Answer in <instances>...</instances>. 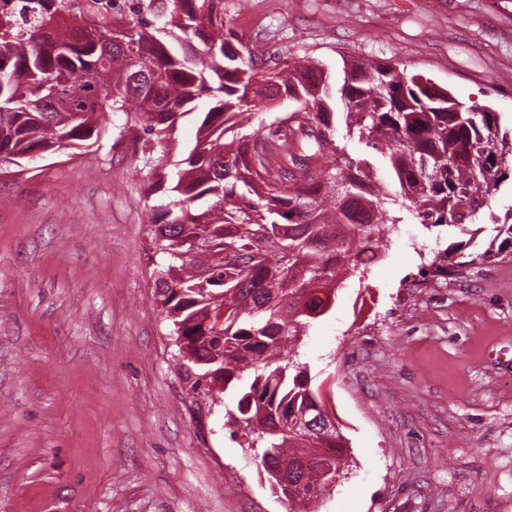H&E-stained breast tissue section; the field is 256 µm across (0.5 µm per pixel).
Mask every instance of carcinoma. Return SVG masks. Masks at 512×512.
<instances>
[{
	"label": "carcinoma",
	"instance_id": "carcinoma-1",
	"mask_svg": "<svg viewBox=\"0 0 512 512\" xmlns=\"http://www.w3.org/2000/svg\"><path fill=\"white\" fill-rule=\"evenodd\" d=\"M73 0H0V156L61 154L106 132L122 114L162 145L203 96L215 105L175 164L168 202L151 207L164 260L154 300L196 370L194 388L239 387L227 422L244 431L269 484L316 450L348 465L339 429H305L323 407L300 361L301 336L328 311L320 293L357 272L359 244L412 217L459 230L489 207L507 178L512 135L489 105L468 104L399 62L354 59L343 85L307 62L283 75L266 53L239 55L224 0H125L112 13ZM284 93L303 111L275 118L270 136L241 134L251 111ZM380 153L399 189L379 186L336 139ZM170 152L142 149L139 165L167 170ZM481 254L458 244L430 265L438 276L512 246V211L494 220ZM340 224L345 235L333 226ZM297 506L326 496L320 469L301 473Z\"/></svg>",
	"mask_w": 512,
	"mask_h": 512
}]
</instances>
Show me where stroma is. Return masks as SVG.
<instances>
[{"mask_svg": "<svg viewBox=\"0 0 512 512\" xmlns=\"http://www.w3.org/2000/svg\"><path fill=\"white\" fill-rule=\"evenodd\" d=\"M239 53L277 70L405 65L512 128V0H224ZM138 129L0 163V512H288L231 437L226 390L195 393L153 300ZM397 225L303 338L349 441L318 512H512V249L419 277L454 242Z\"/></svg>", "mask_w": 512, "mask_h": 512, "instance_id": "obj_1", "label": "stroma"}]
</instances>
